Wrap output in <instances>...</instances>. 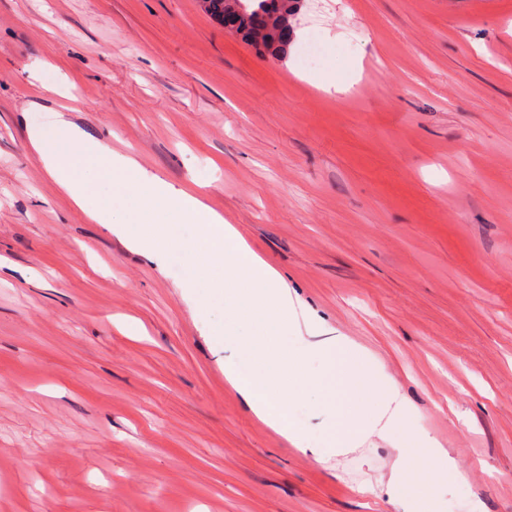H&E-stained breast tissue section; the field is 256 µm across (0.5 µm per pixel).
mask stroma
<instances>
[{
    "label": "stroma",
    "instance_id": "1",
    "mask_svg": "<svg viewBox=\"0 0 512 512\" xmlns=\"http://www.w3.org/2000/svg\"><path fill=\"white\" fill-rule=\"evenodd\" d=\"M297 29L277 61L200 0H0V512H404L396 448L286 442L224 378L223 298L70 203L28 139L62 116L376 357L469 473L439 512H512V0H308Z\"/></svg>",
    "mask_w": 512,
    "mask_h": 512
}]
</instances>
